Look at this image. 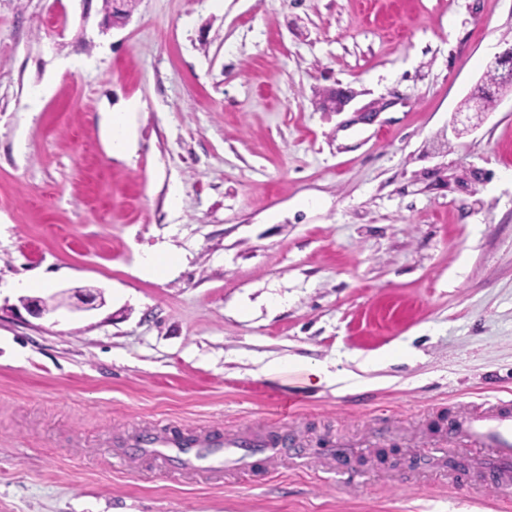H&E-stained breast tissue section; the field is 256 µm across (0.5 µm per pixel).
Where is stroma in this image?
I'll return each instance as SVG.
<instances>
[{"label":"stroma","mask_w":512,"mask_h":512,"mask_svg":"<svg viewBox=\"0 0 512 512\" xmlns=\"http://www.w3.org/2000/svg\"><path fill=\"white\" fill-rule=\"evenodd\" d=\"M104 16L0 0V512H504L512 487L447 435L512 396V93L464 106L512 0ZM128 101L118 160L99 118ZM156 250L173 264L141 277ZM78 290L102 306L25 308ZM136 430L296 450L181 466Z\"/></svg>","instance_id":"stroma-1"}]
</instances>
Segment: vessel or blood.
Segmentation results:
<instances>
[{"mask_svg": "<svg viewBox=\"0 0 512 512\" xmlns=\"http://www.w3.org/2000/svg\"><path fill=\"white\" fill-rule=\"evenodd\" d=\"M452 437L461 446L488 449L489 455L482 464L483 470L493 474L501 486L512 485V401L493 398L471 412L453 420ZM197 448H271L275 439L264 435H212L203 439L186 441L182 437L161 438L150 433L132 435L128 440L132 448H172L185 444Z\"/></svg>", "mask_w": 512, "mask_h": 512, "instance_id": "obj_1", "label": "vessel or blood"}]
</instances>
